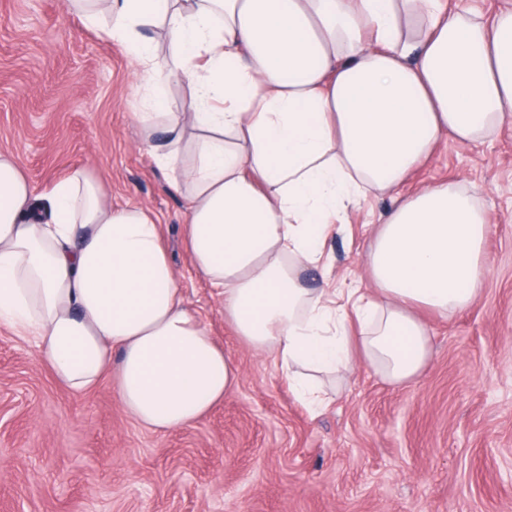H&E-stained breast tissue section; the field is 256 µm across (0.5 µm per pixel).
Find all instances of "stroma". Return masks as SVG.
<instances>
[{
    "mask_svg": "<svg viewBox=\"0 0 512 512\" xmlns=\"http://www.w3.org/2000/svg\"><path fill=\"white\" fill-rule=\"evenodd\" d=\"M69 2L0 0V150L36 190L84 167L113 204L149 209L187 304L241 377L208 415L159 434L111 381L73 395L0 328V512H512V124L477 146L442 143L401 188L457 183L478 197L490 224L479 301L426 314L432 353L416 379L356 367L314 414L195 277L184 200L132 118L136 66ZM392 204L367 194L327 240L337 288L369 287L365 251Z\"/></svg>",
    "mask_w": 512,
    "mask_h": 512,
    "instance_id": "stroma-1",
    "label": "stroma"
}]
</instances>
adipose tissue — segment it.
I'll return each mask as SVG.
<instances>
[{"label": "adipose tissue", "instance_id": "1", "mask_svg": "<svg viewBox=\"0 0 512 512\" xmlns=\"http://www.w3.org/2000/svg\"><path fill=\"white\" fill-rule=\"evenodd\" d=\"M137 66L151 158L186 202L192 267L237 336L310 411L326 376L367 365L418 376L431 331L414 313L469 309L489 273L487 216L469 190L399 187L446 140L512 122V7L492 23L446 0H108L85 7ZM186 79L183 111L160 113ZM394 194L365 254L370 286L310 288L337 217ZM0 327L85 396L113 379L123 409L165 433L191 426L240 378L184 300L162 226L109 204L82 168L37 193L0 151Z\"/></svg>", "mask_w": 512, "mask_h": 512}]
</instances>
